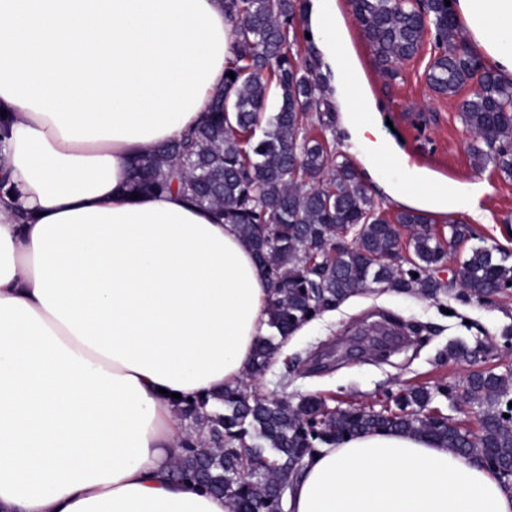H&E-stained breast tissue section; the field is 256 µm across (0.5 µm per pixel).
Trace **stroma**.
<instances>
[{"label": "stroma", "instance_id": "stroma-1", "mask_svg": "<svg viewBox=\"0 0 512 512\" xmlns=\"http://www.w3.org/2000/svg\"><path fill=\"white\" fill-rule=\"evenodd\" d=\"M348 19L354 46L363 61L371 89L378 100L375 120L383 136L409 156L417 167L433 172L437 178L461 186L483 183L488 187L481 200L491 221L478 224L462 211L448 215L433 213L431 230L439 240H447L449 220L468 227L450 251L441 273L448 294L440 301L378 289L353 296L336 310L306 323L289 339L290 354H307L316 346L329 348V369L309 372L298 366L291 387L296 394H316L331 406L350 403L384 404L388 395L410 385L432 387L446 384L453 399L437 398L436 408L453 418L478 427L472 408L463 398L466 380L476 370L504 371L512 361V336H504L512 327V288L488 300L466 298L456 271L472 248L485 247L512 254V177L494 167L472 166L468 145L472 140L459 114V101L436 96L428 87L426 74L433 60L430 44H423L412 59L398 64L397 74L383 76L356 18L350 0H337ZM394 315L431 325L426 343L410 346L382 363L366 355L365 349L376 342V335H365L367 326ZM465 342L481 347L478 359H439L449 343Z\"/></svg>", "mask_w": 512, "mask_h": 512}]
</instances>
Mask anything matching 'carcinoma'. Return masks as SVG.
Here are the masks:
<instances>
[{"instance_id":"obj_1","label":"carcinoma","mask_w":512,"mask_h":512,"mask_svg":"<svg viewBox=\"0 0 512 512\" xmlns=\"http://www.w3.org/2000/svg\"><path fill=\"white\" fill-rule=\"evenodd\" d=\"M223 2L237 32L236 59L228 68L235 78L224 76L200 125L136 165L131 190H176L238 225L267 269L272 290L267 313L273 333L255 344L250 372L257 374L274 364L282 341L359 292L381 286L432 300L447 295L437 272L448 251L423 213L407 208L391 220L376 213L353 164L331 165L327 146L306 134L312 113L331 118L333 108L322 77L313 76L293 52L304 15L299 0ZM351 5L384 72L413 58L428 34L435 52L427 73L430 89L455 97L477 84L459 107L463 125L481 142L469 147L472 165L491 163L512 176V81L469 47L454 6L445 0ZM273 85L279 105L267 117ZM262 123L265 131L257 139ZM399 225L411 230L408 259L401 256ZM350 235L352 243H343ZM457 276L465 295L478 300L495 288H512L508 256L498 258L483 247L471 250ZM480 354L452 343L439 358ZM298 364V357L281 363L279 397L253 395L242 384L224 390L221 410H206V398L185 402L182 411L193 421V432L171 477L227 498L233 512H279L275 488L288 486L306 456L347 436L385 430L428 437L492 468L512 466V369L469 375L464 398L481 417L480 434L470 437L447 415H430L436 397L452 395L445 384L406 387L388 412L359 404L336 408L318 395L288 394Z\"/></svg>"}]
</instances>
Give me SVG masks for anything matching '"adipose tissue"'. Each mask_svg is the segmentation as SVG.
<instances>
[{"instance_id": "obj_1", "label": "adipose tissue", "mask_w": 512, "mask_h": 512, "mask_svg": "<svg viewBox=\"0 0 512 512\" xmlns=\"http://www.w3.org/2000/svg\"><path fill=\"white\" fill-rule=\"evenodd\" d=\"M469 46L512 80V0H456ZM344 142L400 205L468 212L487 188L408 168L336 0L303 16ZM222 0H0V512H232L169 480L181 399L246 378L269 335L265 267L237 225L178 193L131 198L136 160L204 118L234 60ZM288 512H512L487 469L414 434L305 458Z\"/></svg>"}]
</instances>
